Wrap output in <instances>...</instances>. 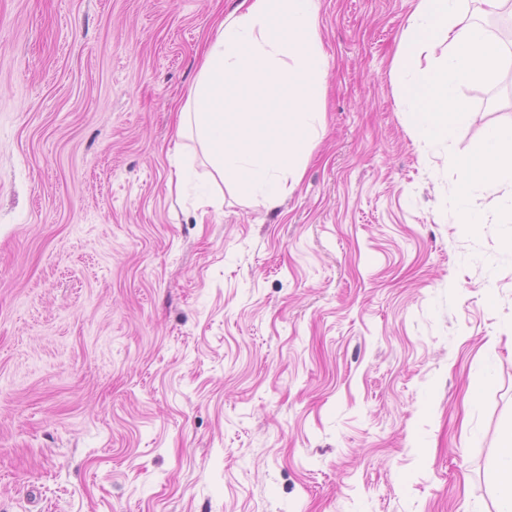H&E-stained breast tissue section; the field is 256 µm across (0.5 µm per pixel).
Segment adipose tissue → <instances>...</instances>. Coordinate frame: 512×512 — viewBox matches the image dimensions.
Instances as JSON below:
<instances>
[{"mask_svg": "<svg viewBox=\"0 0 512 512\" xmlns=\"http://www.w3.org/2000/svg\"><path fill=\"white\" fill-rule=\"evenodd\" d=\"M512 13V0H416L391 71L398 106L425 142L448 140L470 115L462 84L492 86L512 70V50L470 20ZM320 0H240L204 52L195 86L179 110L181 131L207 157L211 183H240L276 207L299 183L311 145L324 130L327 54ZM459 223H484L473 186L512 187V127L490 126L469 155L456 158Z\"/></svg>", "mask_w": 512, "mask_h": 512, "instance_id": "1", "label": "adipose tissue"}]
</instances>
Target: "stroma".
<instances>
[{
    "mask_svg": "<svg viewBox=\"0 0 512 512\" xmlns=\"http://www.w3.org/2000/svg\"><path fill=\"white\" fill-rule=\"evenodd\" d=\"M238 0H0V512H497L512 224L391 66L414 0H321L324 137L274 208H202L177 111ZM495 306H488V296Z\"/></svg>",
    "mask_w": 512,
    "mask_h": 512,
    "instance_id": "stroma-1",
    "label": "stroma"
}]
</instances>
